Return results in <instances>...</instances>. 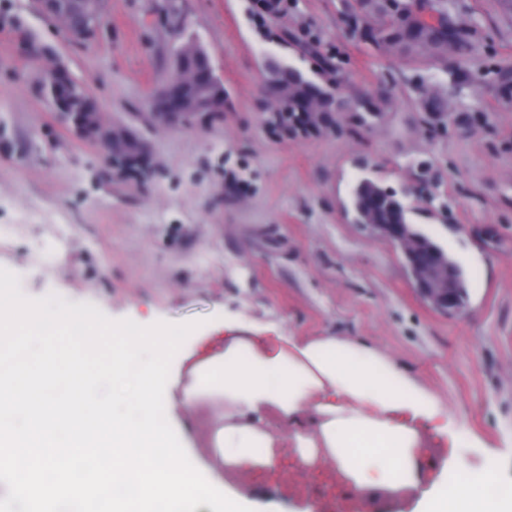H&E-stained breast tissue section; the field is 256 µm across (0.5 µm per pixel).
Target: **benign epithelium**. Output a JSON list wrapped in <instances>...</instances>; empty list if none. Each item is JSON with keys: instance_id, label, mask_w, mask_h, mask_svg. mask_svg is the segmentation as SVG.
<instances>
[{"instance_id": "1", "label": "benign epithelium", "mask_w": 512, "mask_h": 512, "mask_svg": "<svg viewBox=\"0 0 512 512\" xmlns=\"http://www.w3.org/2000/svg\"><path fill=\"white\" fill-rule=\"evenodd\" d=\"M41 10L60 20L67 35L75 41L92 38L104 23L101 0H37ZM410 29L436 36L442 47L452 37L451 24L440 26L435 14L422 11L415 15ZM39 83L60 117L82 140L98 145L110 157L124 164L149 168L143 141L129 128L107 124L95 100L84 85L62 68L41 72ZM274 100L270 118L281 115L283 102L297 111L288 115V132L324 133L336 127V115L347 109L346 102L335 93H315L295 97L288 88L270 93ZM224 81L215 72L207 52L190 41L176 53L171 77L157 92L154 115L168 125L206 122L222 118ZM369 228L382 238L394 242L401 250L405 264L422 298L437 312L448 317L463 313L466 301L462 289L448 269V260L431 240L412 232L407 224H371Z\"/></svg>"}]
</instances>
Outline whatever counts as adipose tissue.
<instances>
[{
	"label": "adipose tissue",
	"instance_id": "ef3b65f1",
	"mask_svg": "<svg viewBox=\"0 0 512 512\" xmlns=\"http://www.w3.org/2000/svg\"><path fill=\"white\" fill-rule=\"evenodd\" d=\"M167 394L183 442L182 415L209 412L206 455L195 461L220 483L228 472H273L288 426L298 469L331 465L359 508L413 500L417 512H512V484L494 464L473 469L433 451L456 447L448 411L401 365L357 338L262 336L228 326L185 348Z\"/></svg>",
	"mask_w": 512,
	"mask_h": 512
}]
</instances>
